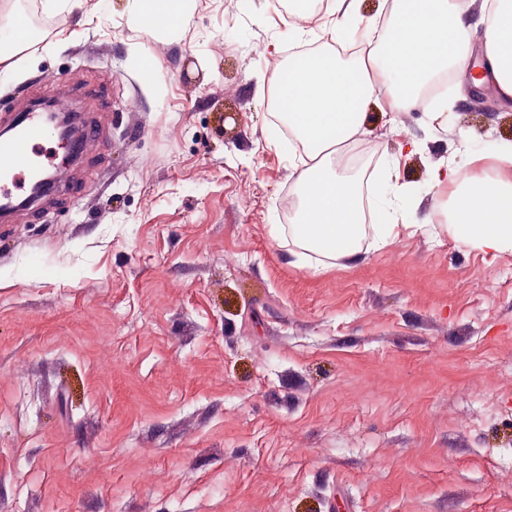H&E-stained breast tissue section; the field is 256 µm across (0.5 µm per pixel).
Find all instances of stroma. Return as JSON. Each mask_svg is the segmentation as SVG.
<instances>
[{
  "label": "stroma",
  "instance_id": "obj_1",
  "mask_svg": "<svg viewBox=\"0 0 512 512\" xmlns=\"http://www.w3.org/2000/svg\"><path fill=\"white\" fill-rule=\"evenodd\" d=\"M11 5L44 27L0 119L64 79L92 137L0 222V512H512V253L422 222L430 168L512 142V105L456 70L369 104L356 173L398 158L421 205L354 267L294 265L258 90L303 44L282 0H196L166 36L129 0Z\"/></svg>",
  "mask_w": 512,
  "mask_h": 512
}]
</instances>
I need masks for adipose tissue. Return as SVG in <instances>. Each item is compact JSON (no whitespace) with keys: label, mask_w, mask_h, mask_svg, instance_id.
Returning <instances> with one entry per match:
<instances>
[{"label":"adipose tissue","mask_w":512,"mask_h":512,"mask_svg":"<svg viewBox=\"0 0 512 512\" xmlns=\"http://www.w3.org/2000/svg\"><path fill=\"white\" fill-rule=\"evenodd\" d=\"M191 0H131L134 25L175 31L190 19ZM320 37L343 43L363 22L358 0H331ZM488 62L498 95L512 100V0H481L470 16L462 0H393V21L375 49L347 64L319 53L290 56L269 76L271 100L299 145L295 222L287 228L297 262L318 258L327 268L356 265L368 227L357 176L340 173L347 151L363 134L366 108L381 101L388 112L416 102L421 83L448 64L466 68L473 49ZM468 173L449 163L432 168L430 181L447 191L425 214L441 216L444 231L475 249L512 252V143L471 153Z\"/></svg>","instance_id":"obj_1"}]
</instances>
